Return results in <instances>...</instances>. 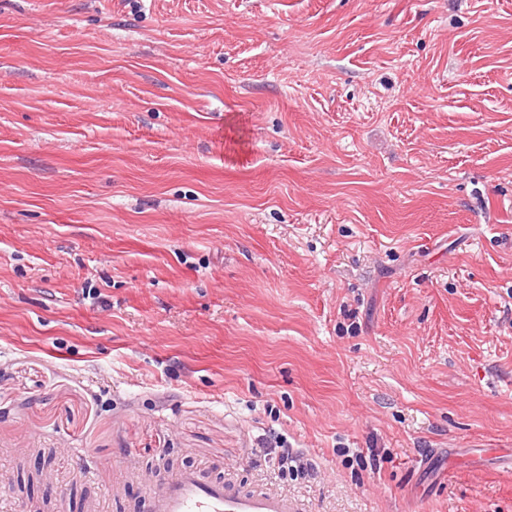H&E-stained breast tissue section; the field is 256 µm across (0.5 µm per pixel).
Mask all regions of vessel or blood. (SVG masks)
<instances>
[{"label":"vessel or blood","mask_w":512,"mask_h":512,"mask_svg":"<svg viewBox=\"0 0 512 512\" xmlns=\"http://www.w3.org/2000/svg\"><path fill=\"white\" fill-rule=\"evenodd\" d=\"M146 512H297L287 496L246 492L196 470H179L151 488Z\"/></svg>","instance_id":"vessel-or-blood-1"}]
</instances>
